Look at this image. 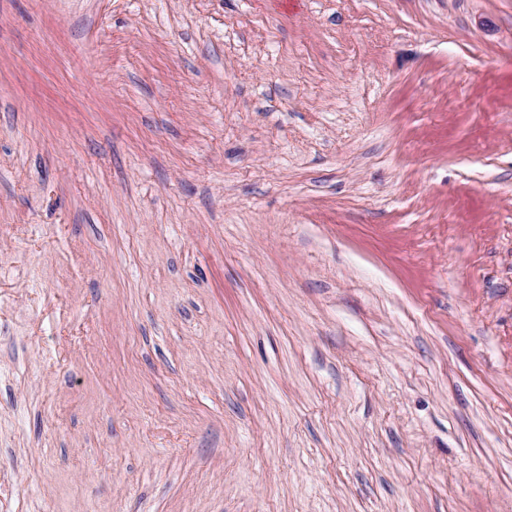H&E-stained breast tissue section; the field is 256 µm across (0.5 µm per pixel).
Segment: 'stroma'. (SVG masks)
<instances>
[{"label": "stroma", "instance_id": "obj_1", "mask_svg": "<svg viewBox=\"0 0 512 512\" xmlns=\"http://www.w3.org/2000/svg\"><path fill=\"white\" fill-rule=\"evenodd\" d=\"M0 512H512V0H0Z\"/></svg>", "mask_w": 512, "mask_h": 512}]
</instances>
